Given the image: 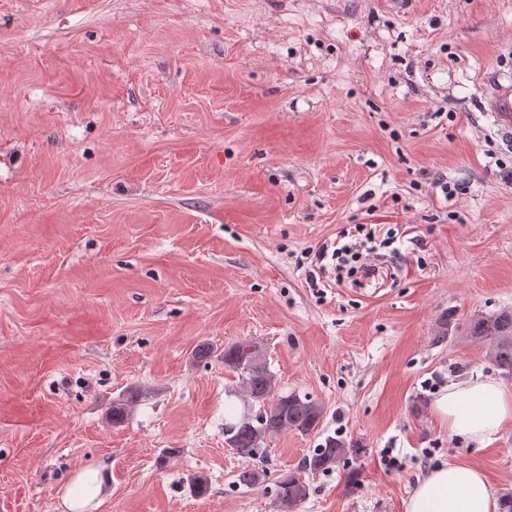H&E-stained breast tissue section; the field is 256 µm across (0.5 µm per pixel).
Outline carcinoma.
<instances>
[{"label":"carcinoma","mask_w":512,"mask_h":512,"mask_svg":"<svg viewBox=\"0 0 512 512\" xmlns=\"http://www.w3.org/2000/svg\"><path fill=\"white\" fill-rule=\"evenodd\" d=\"M467 336L477 343L490 344L493 364L512 373V308L478 314L469 323ZM224 368L236 373L244 390L248 411L235 422L224 424L229 447L244 457L256 455L267 437L282 431L311 434L319 425L324 407L295 392H280L263 350L249 341L224 346ZM140 393L131 391L112 401V424L125 422L139 401ZM357 444L337 436H328L304 460V469L326 472L354 451ZM276 495L288 512H296L309 496V484L296 472L283 474L276 481Z\"/></svg>","instance_id":"cac0c4a2"}]
</instances>
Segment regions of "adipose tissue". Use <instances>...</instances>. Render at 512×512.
Segmentation results:
<instances>
[{"label":"adipose tissue","mask_w":512,"mask_h":512,"mask_svg":"<svg viewBox=\"0 0 512 512\" xmlns=\"http://www.w3.org/2000/svg\"><path fill=\"white\" fill-rule=\"evenodd\" d=\"M432 408L451 434L482 445L512 424V389L494 379L469 378L449 382ZM107 485L104 468L79 473L61 496L66 512H86ZM498 500L486 475L462 463L432 469L405 502L404 512H498Z\"/></svg>","instance_id":"adipose-tissue-1"}]
</instances>
